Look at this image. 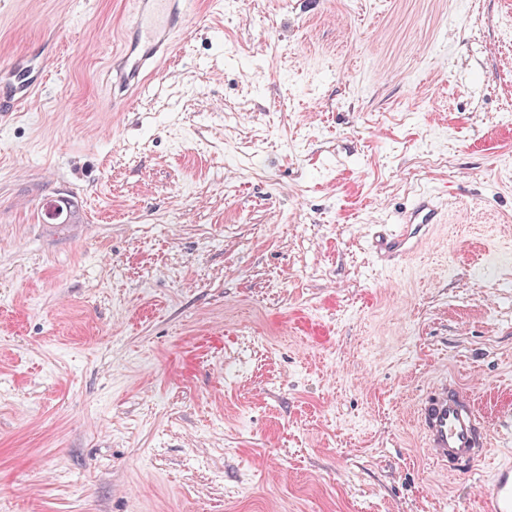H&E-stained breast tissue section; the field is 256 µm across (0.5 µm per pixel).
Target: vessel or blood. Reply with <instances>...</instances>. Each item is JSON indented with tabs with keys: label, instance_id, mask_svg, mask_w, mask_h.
Returning a JSON list of instances; mask_svg holds the SVG:
<instances>
[{
	"label": "vessel or blood",
	"instance_id": "b4317fda",
	"mask_svg": "<svg viewBox=\"0 0 512 512\" xmlns=\"http://www.w3.org/2000/svg\"><path fill=\"white\" fill-rule=\"evenodd\" d=\"M194 0H136L132 18V35L112 61L116 77L112 96L131 106V87L158 59L169 53L176 32L184 29L193 11ZM43 80L26 76L7 88L13 107H20L41 90ZM442 209L431 193L417 196L413 208L405 215L399 229L379 237L375 246L387 255L396 256L410 250L409 225L440 224ZM414 420L429 457L458 475L469 472L489 453V436L483 416L473 400L455 379L441 375L427 385L418 396ZM485 512H512V458L501 462L490 481L482 489Z\"/></svg>",
	"mask_w": 512,
	"mask_h": 512
}]
</instances>
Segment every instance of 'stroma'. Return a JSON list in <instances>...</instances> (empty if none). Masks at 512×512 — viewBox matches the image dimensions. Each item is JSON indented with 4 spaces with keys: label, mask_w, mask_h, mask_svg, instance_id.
<instances>
[{
    "label": "stroma",
    "mask_w": 512,
    "mask_h": 512,
    "mask_svg": "<svg viewBox=\"0 0 512 512\" xmlns=\"http://www.w3.org/2000/svg\"><path fill=\"white\" fill-rule=\"evenodd\" d=\"M0 0V512H483L512 453V0ZM447 221L368 247L421 189ZM455 377L489 455L413 421ZM195 1L137 0L132 18V36L112 61V98L128 109L134 102L130 87L158 59L167 56L176 32L185 28ZM114 72L116 77L114 79ZM43 81L44 77H34L29 74L20 82H16L7 88L4 93L8 96L12 107L16 110L26 103L35 92L42 89ZM413 416L427 454L448 474L469 472L491 450L484 417L448 374L422 390Z\"/></svg>",
    "instance_id": "stroma-1"
}]
</instances>
